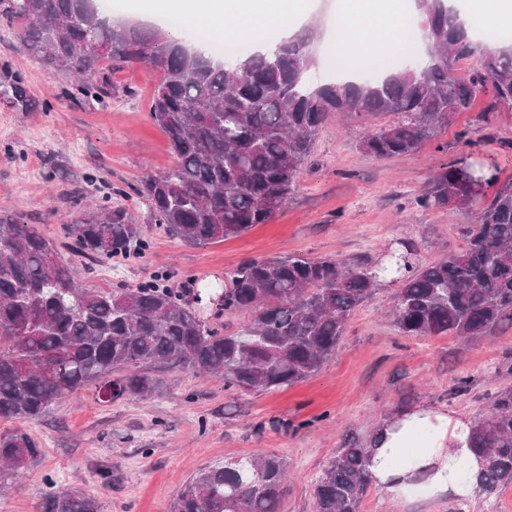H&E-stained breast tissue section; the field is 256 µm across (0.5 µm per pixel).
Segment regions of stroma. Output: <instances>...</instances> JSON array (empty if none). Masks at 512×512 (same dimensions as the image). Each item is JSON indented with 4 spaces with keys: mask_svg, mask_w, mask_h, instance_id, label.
Returning a JSON list of instances; mask_svg holds the SVG:
<instances>
[{
    "mask_svg": "<svg viewBox=\"0 0 512 512\" xmlns=\"http://www.w3.org/2000/svg\"><path fill=\"white\" fill-rule=\"evenodd\" d=\"M308 10L277 27L306 34L321 81L335 78L341 54V0H308ZM158 74L116 64L101 91L80 93L64 73L49 72L23 45L20 30L0 23V216L18 215L55 241L78 281L101 290L158 279L182 299L224 289L243 260L278 255L377 265L400 243L429 264L459 252L469 210L425 209L418 198L440 167L467 150L495 158L512 179V109L488 112L491 92L415 151L398 158L362 152L361 139L391 123L330 114L287 202L265 224L237 237L189 246L155 224L138 194L141 180L174 162L149 111ZM126 211L147 247L90 261L76 256L67 224L111 206ZM396 283H378L350 317L335 354L308 379L284 390L242 393L219 375L158 368L161 396L100 401L95 386L66 395L42 420L0 419V433L24 428L41 457L0 475V512H40L49 484L94 494L100 512H169L177 493L202 470L238 457L274 452L288 463L278 512H315L313 484L338 448L367 442L378 421L419 404L475 419L512 391V322L476 343L445 336H405L390 315ZM470 382L455 392L457 379ZM390 502L371 487L361 512H512V483L470 502L426 498Z\"/></svg>",
    "mask_w": 512,
    "mask_h": 512,
    "instance_id": "1",
    "label": "stroma"
}]
</instances>
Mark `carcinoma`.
<instances>
[{
	"mask_svg": "<svg viewBox=\"0 0 512 512\" xmlns=\"http://www.w3.org/2000/svg\"><path fill=\"white\" fill-rule=\"evenodd\" d=\"M430 43L424 68H400L371 82L309 81L315 59L302 34L276 38L266 51L231 61L159 28L117 22L95 0H17L0 20L21 31L27 49L86 92L107 84L93 45L108 62L145 64L159 74L150 118L165 133L175 164L150 175L140 195L168 235L199 246L266 224L286 203L315 136L331 113L397 119L368 132L365 153L405 155L447 127L492 86V109L512 105V40L479 47L449 0H414ZM480 52L460 79L454 66ZM471 172L496 190L473 197L458 161L434 175L419 197L427 209L467 207L475 214L461 251L420 264L410 248L374 270L329 259H248L226 276L222 306L249 310L242 330L212 327L156 281L110 291L81 288L56 244L21 217L0 216V419L38 421L59 399L95 384L146 399L158 393L155 365L221 373L239 392L276 391L315 373L336 353L353 312L368 301L378 274L394 275L393 322L406 336L451 333L468 340L512 320V179L481 160ZM74 252L95 260L145 246L123 208L67 225ZM481 488L512 482V392L476 422ZM41 447L30 434H0V465L18 471ZM369 448H341L314 485L315 512H359L371 480ZM288 464L267 452L224 462L193 478L170 512H278ZM43 512H99L91 495L60 487Z\"/></svg>",
	"mask_w": 512,
	"mask_h": 512,
	"instance_id": "1",
	"label": "carcinoma"
}]
</instances>
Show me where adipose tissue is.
<instances>
[{"instance_id": "adipose-tissue-1", "label": "adipose tissue", "mask_w": 512, "mask_h": 512, "mask_svg": "<svg viewBox=\"0 0 512 512\" xmlns=\"http://www.w3.org/2000/svg\"><path fill=\"white\" fill-rule=\"evenodd\" d=\"M265 0H190L189 23L220 22L245 37H254L277 24L282 17L303 13L305 0H277L275 12H267ZM406 0H343L342 22L346 30L344 51L377 52L391 41L397 19L406 11ZM472 420L449 416L442 410L417 406L385 421L376 431L371 447L369 472L373 484L392 500L405 496L413 469L431 471L436 495L458 501L473 500L479 486L481 464L469 447ZM434 429L435 438L426 446L416 445L415 428ZM466 461L469 475L458 480L457 461Z\"/></svg>"}]
</instances>
